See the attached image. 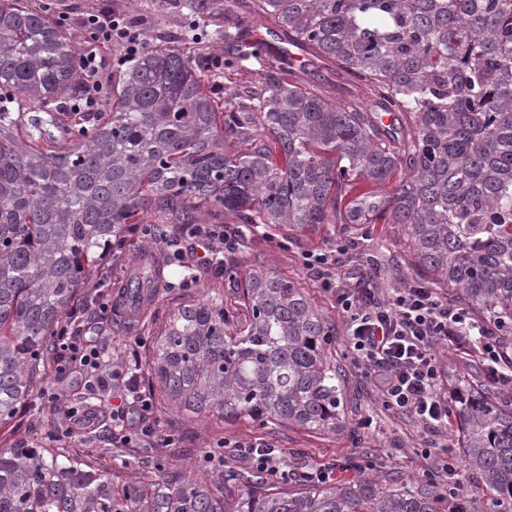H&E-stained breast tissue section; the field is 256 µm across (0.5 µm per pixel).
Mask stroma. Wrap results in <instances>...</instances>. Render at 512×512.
Instances as JSON below:
<instances>
[{
    "label": "stroma",
    "mask_w": 512,
    "mask_h": 512,
    "mask_svg": "<svg viewBox=\"0 0 512 512\" xmlns=\"http://www.w3.org/2000/svg\"><path fill=\"white\" fill-rule=\"evenodd\" d=\"M139 11L145 19L141 25L145 39L186 45L191 54L207 59L223 57L224 26H237L241 33V50L248 59L235 71L207 74L206 83L213 88L216 97H223L225 88L251 87L265 81L277 72L282 60H289L294 71L290 82L301 87H313L331 102H351L366 105L371 101L366 82L353 78L336 63L314 57L301 45L289 40L287 32L270 36L276 23L267 18L255 17L250 0H229L224 20L200 18L204 34L202 40L182 43L184 19L179 17L172 0H139ZM399 231L393 224H367L358 234H350L341 225L327 224L315 234L290 232L288 239L265 236L258 232L248 233L242 245L225 254L226 264L248 270L253 262L262 268L299 283L319 312L333 327L334 342L330 356L342 371L346 397V426L339 431L312 434L296 426L261 428L246 419L226 421L216 413L200 418H185L168 411H147L148 424L154 425L158 439L167 436L178 438V447L162 450L141 447L132 441L126 448L134 460L133 470H116L112 473L114 485H122L130 477L149 482L156 474L149 464L152 456L162 454L180 468L190 467L193 454L208 450L223 440L260 436L280 448L294 472L332 466L338 480L357 478L355 463L372 457L379 460L385 471L403 476H419L427 471L430 463L421 456L422 440L412 422L387 413L367 379L352 362L346 345V330L336 309V297L324 284L325 279L335 278L337 271L359 268L370 272L372 285L380 296H388L395 289L404 287L408 278L399 271L400 253L396 244ZM168 262L164 268L166 284L160 302V317L186 299L209 300L223 297L225 305L238 307L236 283L227 276L197 268L194 243L179 225H171L167 240L158 247ZM329 252L332 255L330 269L324 277H317L303 264L306 253ZM150 250L141 248L138 239H131L124 249L107 253L102 259L96 278L99 288H88L80 303L84 319L89 322V335L95 342L102 359L100 371L94 372L80 365H73L65 374H58L55 367H48L46 384L54 389L59 400L55 405L43 404L33 399L23 406L9 424L0 427V447H9L15 436H26L31 442L49 448L57 447L53 421L63 419L68 407L73 406L74 394L85 393L94 387L98 400L95 411L99 416L110 418L113 430H120L121 414L138 417L133 409L135 388L141 380L129 376L127 369L140 360L145 349L157 333L154 322L144 321L131 332L112 326L99 311L103 302H111L110 286L113 281L142 266L150 257ZM195 273L196 283L184 287L183 279ZM66 447L79 453L101 454L107 443L93 437L82 440L72 438L63 442Z\"/></svg>",
    "instance_id": "obj_1"
}]
</instances>
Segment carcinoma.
<instances>
[{
    "label": "carcinoma",
    "instance_id": "carcinoma-1",
    "mask_svg": "<svg viewBox=\"0 0 512 512\" xmlns=\"http://www.w3.org/2000/svg\"><path fill=\"white\" fill-rule=\"evenodd\" d=\"M252 4L368 82L373 107L285 78L220 103L200 58L148 42L116 64L96 117L65 123L60 99L87 93L80 50L26 0H0V426L43 386L55 332L110 242L149 247L171 224L203 223L206 207L255 230L395 224L409 274L512 333V0ZM224 43V68L245 60L237 37ZM158 277L117 283L128 309L156 318ZM237 284L246 321L220 296L186 300L133 370L180 414L344 427L327 320L273 272ZM451 404L469 489L451 468L404 478L369 460L349 482L256 469L208 488L165 456L154 481L116 488L88 457L20 441L0 448V512H512V399L464 375ZM231 481L248 492L221 498Z\"/></svg>",
    "mask_w": 512,
    "mask_h": 512
}]
</instances>
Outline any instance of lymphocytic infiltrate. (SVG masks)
<instances>
[{
  "label": "lymphocytic infiltrate",
  "instance_id": "1",
  "mask_svg": "<svg viewBox=\"0 0 512 512\" xmlns=\"http://www.w3.org/2000/svg\"><path fill=\"white\" fill-rule=\"evenodd\" d=\"M81 24L88 41L80 61L93 88L81 107L91 112L101 104L96 93L100 86V51L120 43L130 59L141 51L144 41L124 14L109 9L89 12ZM244 236L240 226L204 232L196 256L198 266L215 268L219 254L235 250ZM336 306L346 316V342L355 365L373 384L387 411L411 419L422 429L426 447H436L438 437L451 431L442 349H465L472 336H479V353L490 364L487 380L492 383L498 377V367L504 359L499 337L490 326L473 322L465 308L448 303L434 289L414 282L385 300L374 289L357 282L337 289ZM82 331L78 313H71L59 330L57 360L100 368V354Z\"/></svg>",
  "mask_w": 512,
  "mask_h": 512
}]
</instances>
